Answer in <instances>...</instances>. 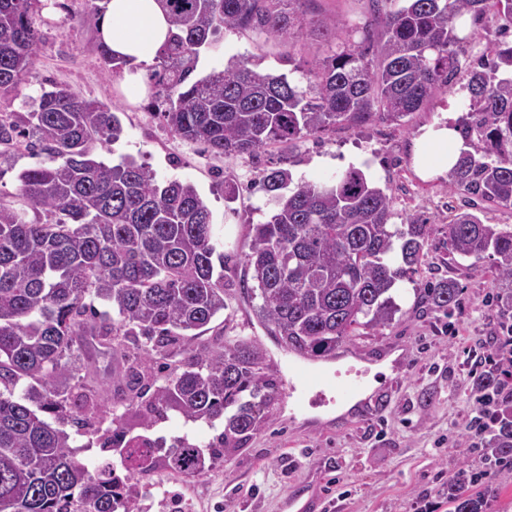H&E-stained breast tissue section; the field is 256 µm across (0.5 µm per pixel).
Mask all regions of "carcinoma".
Here are the masks:
<instances>
[{"mask_svg": "<svg viewBox=\"0 0 512 512\" xmlns=\"http://www.w3.org/2000/svg\"><path fill=\"white\" fill-rule=\"evenodd\" d=\"M309 2L161 0L171 38L152 77L170 131L215 155L238 156L269 144L291 149L330 127L400 121L457 75L470 35H460L455 20L492 14L501 32L512 30V0H369L371 19L306 71L277 73L259 57L233 56L224 69L187 83L201 50L224 31L290 40L303 33ZM44 8L0 0V93L31 74ZM338 25L325 17L310 34L327 39ZM490 56L468 73L458 126L473 150L459 156L448 188L511 208L512 45L497 44ZM121 134L115 112L65 86L43 91L25 116L0 118L4 149L23 144L45 154L18 175V200L0 199V512H132L131 485L108 463L89 470L71 449L65 421L88 425L74 410L91 396H66L75 370L69 359L77 351L88 360L96 355L85 336L114 350L130 342L148 356L165 352L226 309L234 286L224 275L231 256L218 249L211 211L193 184L160 181L143 163L109 164L96 155ZM291 183L284 168L263 176L273 214L250 229L244 277L259 289V315L284 347L325 357L392 323L400 308L391 290L418 273L431 225L413 217L404 228L390 224L391 197L357 168L329 183ZM448 246L461 258L493 256V280L512 287V226L462 212L448 224ZM397 249L403 265L393 267L388 257ZM419 291L438 311L458 305L452 281ZM88 295L112 312L85 303ZM277 390L259 346L244 337L220 340L179 360L142 424L149 428L170 410L193 422L224 419L208 448L183 439L164 456L172 472L196 476L205 460L228 459L253 438ZM112 423L128 478L150 472L161 445L143 436L124 443L121 419ZM491 448L487 469L512 457V414L492 434ZM493 488L460 468L448 480V512H486Z\"/></svg>", "mask_w": 512, "mask_h": 512, "instance_id": "1", "label": "carcinoma"}]
</instances>
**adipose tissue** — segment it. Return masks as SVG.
Here are the masks:
<instances>
[{
  "label": "adipose tissue",
  "mask_w": 512,
  "mask_h": 512,
  "mask_svg": "<svg viewBox=\"0 0 512 512\" xmlns=\"http://www.w3.org/2000/svg\"><path fill=\"white\" fill-rule=\"evenodd\" d=\"M170 25L158 0H109L99 22V34L116 57L127 66L118 80L124 98L132 103L145 99L151 88L149 63L168 40ZM465 148L453 123L427 129L421 138L418 163L424 176H441L454 166Z\"/></svg>",
  "instance_id": "ef3b65f1"
}]
</instances>
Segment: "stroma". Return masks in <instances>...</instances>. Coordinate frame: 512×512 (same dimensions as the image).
<instances>
[{"label":"stroma","mask_w":512,"mask_h":512,"mask_svg":"<svg viewBox=\"0 0 512 512\" xmlns=\"http://www.w3.org/2000/svg\"><path fill=\"white\" fill-rule=\"evenodd\" d=\"M105 4L106 0H61L54 20L39 28L41 42L32 74L26 83L0 96V112H29L41 90L55 83L68 85L84 99L119 106L123 135L101 150V157L116 162L130 156L148 165L158 180L194 184L212 213L221 249L235 261L227 274L238 282L243 278L240 261L248 251L249 227L266 222L272 214L266 195L256 188L264 171L286 167L294 182L324 183L348 168H365L367 176L392 196L394 224L418 216L432 226L419 279L451 278L460 287L459 307L447 315L421 303L413 282H398L393 295L400 311L392 324L351 340V347L372 363L395 347L407 350L404 370L380 386L387 401L384 412L345 418L330 410L304 420L290 413L288 364L258 316V290L232 289L226 309L213 318L208 330L184 339L179 348L198 349L220 337L239 336L263 348L267 372L279 385L268 422L244 448L201 475H179L157 464L135 484V512H284L288 495L313 484L321 487L324 497L316 512H448L449 477L460 465L476 468L483 460L482 449L473 447L468 434L475 408L471 371L495 349L502 323L512 322V308L503 303L507 289L498 287L489 274L492 258L474 265L453 260L449 253L447 225L467 210V197L451 191L447 178L420 174L418 140L449 112H463L468 72L500 41L497 23L486 19L473 26L456 78L421 112L397 123L332 129L292 149L272 144L251 155L219 157L172 133L147 102L132 104L119 93V74L105 71L99 49L96 10ZM327 14L339 19L336 38L342 41L351 24L368 17L369 2L311 0L308 22ZM328 53V44L316 37L285 42L228 31L201 52L195 74L201 77L222 69L233 56H259L264 68L285 72L290 63L311 64ZM40 161L24 149L0 155V198L16 200L19 173ZM228 182L239 189L231 202L224 198ZM129 364L123 353H103L94 365L80 366L70 382L73 393L95 395L93 407L85 412L92 427L65 425L78 459L88 468L108 462L118 476H126L122 449L102 447L100 440L116 413L122 415L128 436L160 437L168 446L184 438L203 447L223 431V421L193 423L174 412L154 428L144 429L137 416L141 399H130L116 382Z\"/></svg>","instance_id":"obj_1"}]
</instances>
